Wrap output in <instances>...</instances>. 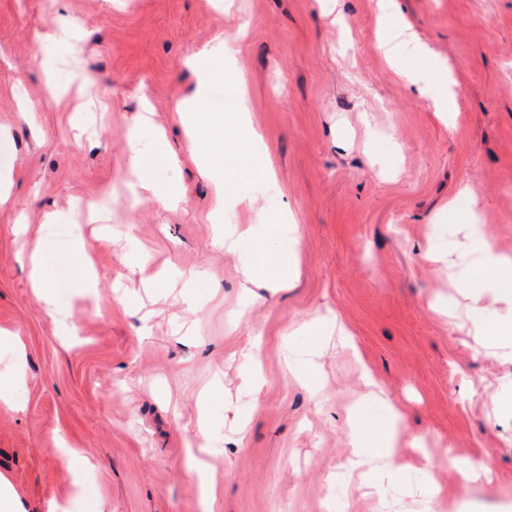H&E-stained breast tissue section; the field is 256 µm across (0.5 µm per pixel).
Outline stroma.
Wrapping results in <instances>:
<instances>
[{
	"label": "stroma",
	"instance_id": "obj_1",
	"mask_svg": "<svg viewBox=\"0 0 512 512\" xmlns=\"http://www.w3.org/2000/svg\"><path fill=\"white\" fill-rule=\"evenodd\" d=\"M398 6L386 23L376 0H0V381L16 383L0 484L20 512H423L432 482L441 512H512V356H488L465 317L506 306L464 293L456 199L472 185L512 259V0ZM225 45L210 107L231 111L244 85L276 178L238 179L219 210L183 114L199 82L186 59ZM449 78L451 123L432 101ZM134 138L142 165L175 155L151 174L179 204L129 193ZM283 211L290 285L256 282L245 301L218 240L237 224L267 241ZM52 220L82 239L94 292ZM35 251L71 335L31 287ZM216 382L223 397L203 401ZM385 428L402 454L372 486L346 460L354 431L375 445ZM487 458L490 479L464 484L457 464Z\"/></svg>",
	"mask_w": 512,
	"mask_h": 512
}]
</instances>
